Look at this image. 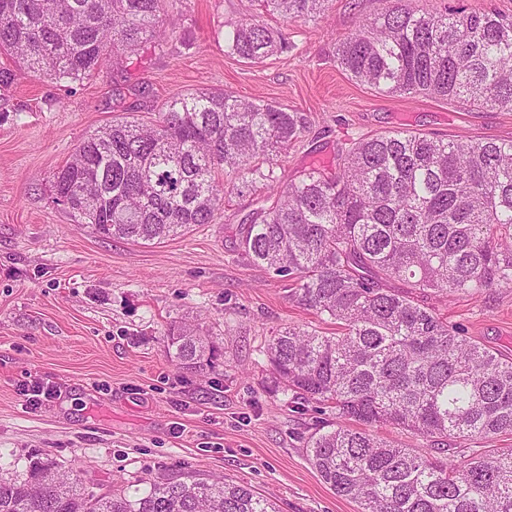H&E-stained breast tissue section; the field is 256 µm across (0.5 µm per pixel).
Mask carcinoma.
<instances>
[{
	"label": "carcinoma",
	"mask_w": 512,
	"mask_h": 512,
	"mask_svg": "<svg viewBox=\"0 0 512 512\" xmlns=\"http://www.w3.org/2000/svg\"><path fill=\"white\" fill-rule=\"evenodd\" d=\"M166 0H0V55L57 82L99 73L109 58L174 32ZM290 21L330 0H261ZM391 0L336 43L351 79L379 93L438 96L460 106L512 107V17L462 8L423 12ZM224 46L250 63L290 48L253 16ZM300 112L218 91L168 102L148 121L115 118L54 171L55 202L75 224L134 244H161L212 223L217 175L260 182L247 256L295 282L289 297L336 324L334 336L288 327L267 354L297 400L329 404L336 422L312 434L309 461L360 512H512V448L467 455L459 439L512 433V361L462 335L425 305L512 288V140L445 141L395 130L360 138L336 171L320 165L283 183L270 163L307 128ZM269 164L264 168L258 161ZM403 281L408 289L384 287ZM181 369L213 364V342L172 324ZM421 437L416 455L365 430ZM89 464L64 468L35 450L0 463V512H277L231 478H157L133 493L101 491Z\"/></svg>",
	"instance_id": "carcinoma-1"
}]
</instances>
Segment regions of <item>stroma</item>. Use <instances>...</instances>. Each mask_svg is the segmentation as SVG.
Returning a JSON list of instances; mask_svg holds the SVG:
<instances>
[{
  "mask_svg": "<svg viewBox=\"0 0 512 512\" xmlns=\"http://www.w3.org/2000/svg\"><path fill=\"white\" fill-rule=\"evenodd\" d=\"M386 0H332L317 21H288L260 0H167L178 25L164 50L110 59L99 74L56 83L0 56V453L39 450L63 466L87 460L113 488L194 474L230 477L279 512H359L308 460L307 441L336 416L272 382L266 348L278 330L334 335L289 297L292 280L243 251L245 217L266 203L262 184L227 192L213 223L159 245L105 239L73 223L50 176L112 119L147 118L200 90L303 113L308 129L277 158L296 179L333 165L354 140L403 128L435 138L512 140V109H464L434 96H391L337 67L338 40ZM250 14L287 33V52L252 64L227 53V22ZM426 302L471 340L512 358V288L477 302ZM196 325L219 356L204 371L178 368L163 337ZM39 386L38 405L24 392Z\"/></svg>",
  "mask_w": 512,
  "mask_h": 512,
  "instance_id": "1",
  "label": "stroma"
}]
</instances>
